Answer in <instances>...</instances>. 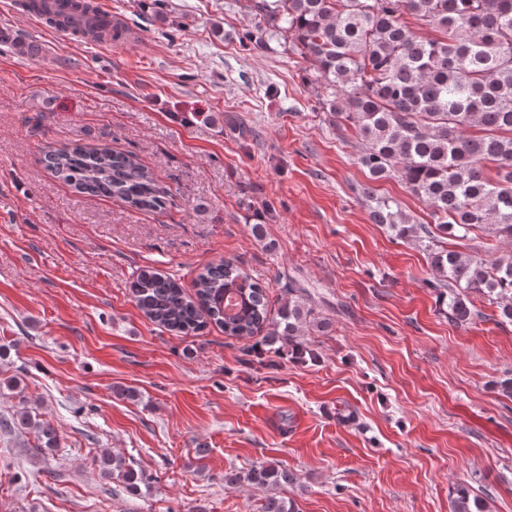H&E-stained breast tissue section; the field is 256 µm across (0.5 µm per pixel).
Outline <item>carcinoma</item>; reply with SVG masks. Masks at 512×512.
Segmentation results:
<instances>
[{"label":"carcinoma","mask_w":512,"mask_h":512,"mask_svg":"<svg viewBox=\"0 0 512 512\" xmlns=\"http://www.w3.org/2000/svg\"><path fill=\"white\" fill-rule=\"evenodd\" d=\"M260 19L254 47L286 34L302 49L323 88L321 109L351 126L364 142L359 163L370 183L359 195L374 224L416 240L437 272L429 284L448 308V320L470 321L479 293L498 309V323L512 324V254L492 263L441 246V239L512 240V0H254ZM74 14L47 22L67 35L75 17L96 13L92 0H72ZM410 16L439 33L422 36ZM53 174L77 192L119 200L132 209L164 208L165 192L132 152L109 146L66 145L46 152ZM497 170L494 180L483 167ZM397 178L430 209L433 224L411 222L398 201L377 194L374 183ZM136 306L152 323L185 336L209 326L238 339L287 342L308 362L314 353L302 336L314 317L305 289L288 285V301L272 309L265 287L243 265L223 259L205 266L191 289L165 271L143 266L129 284ZM11 421L36 431L35 453L59 447L49 423L31 417L25 399ZM0 418V425L11 423ZM93 465L131 492L153 477L120 454L104 453ZM296 476L275 463L246 472L227 471L224 485L264 490L261 512H299L278 492ZM452 512H486L466 484L455 488Z\"/></svg>","instance_id":"cac0c4a2"}]
</instances>
